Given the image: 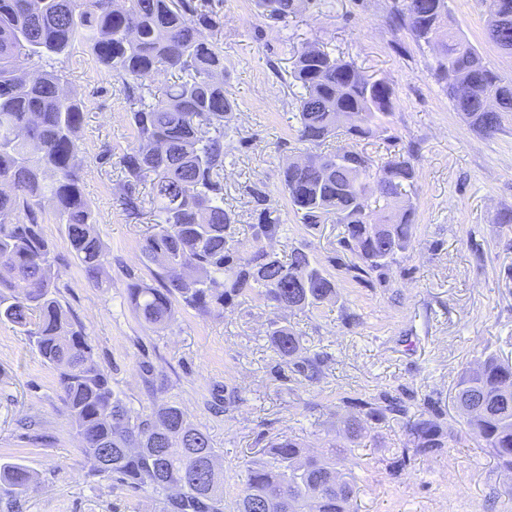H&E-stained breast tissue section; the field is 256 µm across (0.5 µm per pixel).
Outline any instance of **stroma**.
Here are the masks:
<instances>
[{"label": "stroma", "mask_w": 512, "mask_h": 512, "mask_svg": "<svg viewBox=\"0 0 512 512\" xmlns=\"http://www.w3.org/2000/svg\"><path fill=\"white\" fill-rule=\"evenodd\" d=\"M398 3L311 0L285 25L260 16L254 0L217 7L223 25L213 40L224 53V88L237 104L225 138L224 203L241 214L239 237L248 240L243 187L263 181L284 222L276 249L311 241L336 278V301L290 317L309 353L327 356L317 382L280 364L266 334L277 313L256 300L238 299L220 316L180 310L164 331L135 316L126 288L132 277H151L140 251L147 226L127 221L113 200L121 169L99 158L102 145L120 151L134 141L128 104L87 44L75 43L54 62L64 88L83 104L81 188L108 256L100 287L73 259L65 225L46 208L43 230L62 258L61 299L132 409L174 401L207 432L222 458L225 503L242 487L245 462L272 440L293 436L324 451L337 440L346 399L386 391L412 414L435 408L459 443L411 456L396 469V452L407 443L400 424L369 432L341 459L355 478L356 512H512V480L490 449L466 435L453 401L464 367L490 353L512 359V122L491 137L468 125L432 75V50L396 27ZM448 5L459 31L512 80V56L486 37L485 0ZM309 42L395 89L387 133L361 146L378 162L413 151L416 230L405 257L382 279L352 278L338 245L341 225L308 232L277 192L282 166L299 152L293 113L302 90L288 73ZM347 309L358 324H343ZM25 416L38 421V437L19 428ZM0 460L25 464L39 477L20 496V512H155L150 491L88 478L57 371L8 323L0 324Z\"/></svg>", "instance_id": "1"}]
</instances>
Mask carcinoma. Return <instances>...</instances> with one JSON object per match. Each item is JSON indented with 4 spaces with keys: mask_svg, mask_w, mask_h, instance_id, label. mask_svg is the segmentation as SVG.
Listing matches in <instances>:
<instances>
[{
    "mask_svg": "<svg viewBox=\"0 0 512 512\" xmlns=\"http://www.w3.org/2000/svg\"><path fill=\"white\" fill-rule=\"evenodd\" d=\"M306 2L257 0V7L286 24ZM487 3L488 37L511 56L512 0ZM397 20L417 43L437 48L432 75L454 109L479 133L499 132L512 118V82L455 28L448 0H402ZM219 29L210 0H0V322L18 327L58 371L67 418L96 481L145 488L160 512H251L257 500L269 501L271 512H353L355 478L336 468L345 446L316 456L291 437L245 463L246 481L226 510L224 473L208 434L174 402L133 411L61 300L60 258L42 227L45 204L66 225L88 278L99 280L106 263L96 215L80 186L83 110L58 71L29 73L21 61L51 60L78 41L112 71L130 106L136 141L118 156L123 179L115 202L130 222L140 221L147 185L155 206L141 253L158 286L139 278L128 284L137 317L163 330L181 309L222 315L240 297L293 313L336 296V280L310 242L286 255L270 248L283 224L272 191L258 182L244 186L255 223L248 243L238 239L239 213L224 206V135L237 105L224 92V55L212 41ZM163 68L178 72V81L155 95L151 82ZM289 76L305 90L295 119L306 162L285 164L279 192L307 230L328 222L343 227L338 244L350 254L347 271L381 276L411 246L416 208L408 190L417 172L401 154L376 164L357 146L387 132L394 89L314 44L293 56ZM375 194L386 213L372 208ZM266 333L292 371L316 372L317 358L307 355L301 331L288 320L270 321ZM455 399L467 434L512 472V361L488 354L464 369ZM354 408L343 421L349 443L389 420L402 423L408 436L404 454L456 441L435 410L413 418L401 399L386 393ZM33 484L28 467L0 463V496L10 504Z\"/></svg>",
    "mask_w": 512,
    "mask_h": 512,
    "instance_id": "carcinoma-1",
    "label": "carcinoma"
}]
</instances>
